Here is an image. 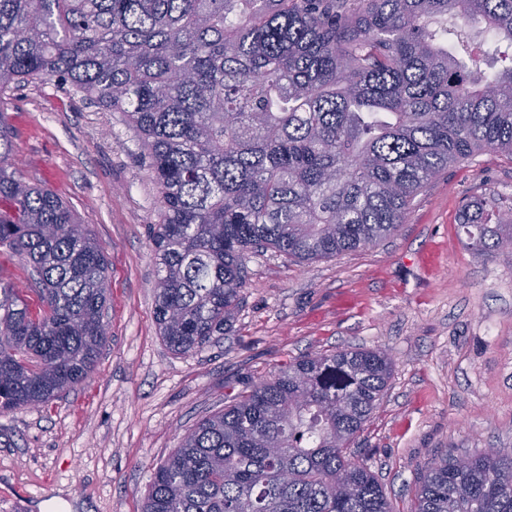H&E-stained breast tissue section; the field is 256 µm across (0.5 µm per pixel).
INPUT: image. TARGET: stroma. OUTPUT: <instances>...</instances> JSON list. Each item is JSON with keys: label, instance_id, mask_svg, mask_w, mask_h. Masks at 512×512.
Instances as JSON below:
<instances>
[{"label": "stroma", "instance_id": "obj_1", "mask_svg": "<svg viewBox=\"0 0 512 512\" xmlns=\"http://www.w3.org/2000/svg\"><path fill=\"white\" fill-rule=\"evenodd\" d=\"M24 178L69 202L109 260V341L47 406L0 415V512H142L153 472L243 381L307 353L360 347L393 364L357 440L394 512L451 448H512V254L459 226L491 195L512 208V157L486 150L432 178L376 245L310 263L250 254L232 329L172 353L154 318L160 194L122 113L30 83L6 109Z\"/></svg>", "mask_w": 512, "mask_h": 512}]
</instances>
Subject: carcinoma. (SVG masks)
Instances as JSON below:
<instances>
[{
    "label": "carcinoma",
    "instance_id": "obj_1",
    "mask_svg": "<svg viewBox=\"0 0 512 512\" xmlns=\"http://www.w3.org/2000/svg\"><path fill=\"white\" fill-rule=\"evenodd\" d=\"M512 45V0H0V415L85 381L108 340V263L76 211L21 177L10 93L54 79L123 112L160 187L154 315L177 355L232 326L246 259L374 245L420 189L512 156V65L472 71L464 30ZM460 227L512 253V209ZM392 374L381 350L308 354L250 380L156 467L144 512H391L351 444ZM411 512H512V456L446 452Z\"/></svg>",
    "mask_w": 512,
    "mask_h": 512
}]
</instances>
